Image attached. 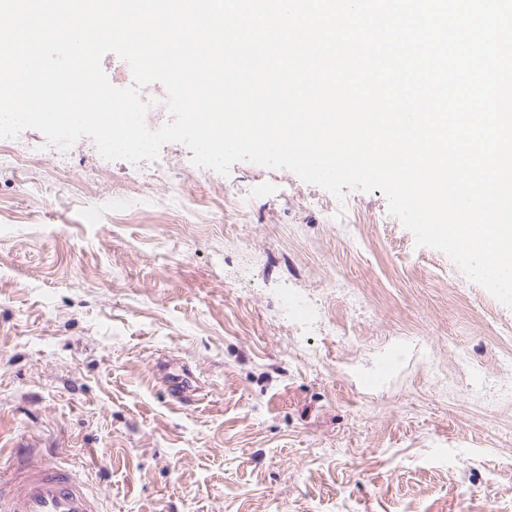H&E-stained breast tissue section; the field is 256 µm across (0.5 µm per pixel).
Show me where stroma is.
I'll list each match as a JSON object with an SVG mask.
<instances>
[{"instance_id":"obj_1","label":"stroma","mask_w":512,"mask_h":512,"mask_svg":"<svg viewBox=\"0 0 512 512\" xmlns=\"http://www.w3.org/2000/svg\"><path fill=\"white\" fill-rule=\"evenodd\" d=\"M191 156L166 144L141 173L84 137L0 159V472L22 443L88 463L111 512H512V401L469 388L512 308L381 190ZM290 290L333 332L283 316ZM398 340L430 363L374 383Z\"/></svg>"}]
</instances>
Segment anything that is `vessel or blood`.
Masks as SVG:
<instances>
[{"label":"vessel or blood","mask_w":512,"mask_h":512,"mask_svg":"<svg viewBox=\"0 0 512 512\" xmlns=\"http://www.w3.org/2000/svg\"><path fill=\"white\" fill-rule=\"evenodd\" d=\"M0 512H102V504L83 465L40 463L24 448L0 482Z\"/></svg>","instance_id":"1"}]
</instances>
